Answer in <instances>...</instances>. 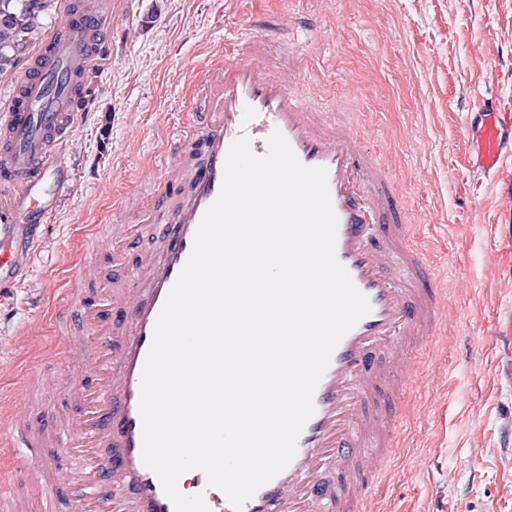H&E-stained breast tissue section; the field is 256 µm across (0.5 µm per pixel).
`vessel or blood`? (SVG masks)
Listing matches in <instances>:
<instances>
[{
  "label": "vessel or blood",
  "mask_w": 512,
  "mask_h": 512,
  "mask_svg": "<svg viewBox=\"0 0 512 512\" xmlns=\"http://www.w3.org/2000/svg\"><path fill=\"white\" fill-rule=\"evenodd\" d=\"M104 20L102 9L68 8L0 114V282L19 273L24 234L51 218L69 188L57 151L89 104L78 76L109 41ZM268 43L255 38L243 53L227 47L205 57L197 110L165 140L161 172L140 195L134 219L94 228L90 257L52 304V314L79 313L77 331L64 337L77 364L65 376L75 406L58 423L67 463L44 488L46 501L64 500L67 512H174L142 460L144 362L157 317L220 193L231 143L247 135L262 156L276 131L303 165L326 170L336 258L370 311L334 349L293 459L243 512H388L378 486L401 445L393 420L418 356L438 352L434 331L448 291L427 278L415 227L399 223L384 169L350 128L299 102L291 76L267 71ZM466 136L472 165L497 170L512 154V106L485 105ZM101 251L103 265L92 259ZM490 341L497 381L512 390V302L496 311ZM0 433L7 438L0 462L22 450L37 456L44 446L22 411ZM194 484L210 512H233L204 472Z\"/></svg>",
  "instance_id": "1"
}]
</instances>
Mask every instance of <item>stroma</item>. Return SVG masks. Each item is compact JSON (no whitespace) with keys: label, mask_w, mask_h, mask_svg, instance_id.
Returning a JSON list of instances; mask_svg holds the SVG:
<instances>
[{"label":"stroma","mask_w":512,"mask_h":512,"mask_svg":"<svg viewBox=\"0 0 512 512\" xmlns=\"http://www.w3.org/2000/svg\"><path fill=\"white\" fill-rule=\"evenodd\" d=\"M255 22L274 41L271 72L296 75L294 96L335 113L383 165L429 276L454 289L448 348L423 367L399 427L400 475L380 495L393 512H512V394L494 384L486 341L512 301V156L476 173L464 136L484 103L512 104V0H131L94 62L95 108L59 157L70 188L0 286V379L52 381L26 407L55 440L72 398L62 338L41 313L88 251L81 228L117 223L114 195L136 198L156 172L158 126L189 118L206 51Z\"/></svg>","instance_id":"1"}]
</instances>
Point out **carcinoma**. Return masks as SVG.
<instances>
[{"mask_svg": "<svg viewBox=\"0 0 512 512\" xmlns=\"http://www.w3.org/2000/svg\"><path fill=\"white\" fill-rule=\"evenodd\" d=\"M53 0H0V73L16 66L15 50L19 32L36 35L44 17L53 10Z\"/></svg>", "mask_w": 512, "mask_h": 512, "instance_id": "obj_1", "label": "carcinoma"}]
</instances>
